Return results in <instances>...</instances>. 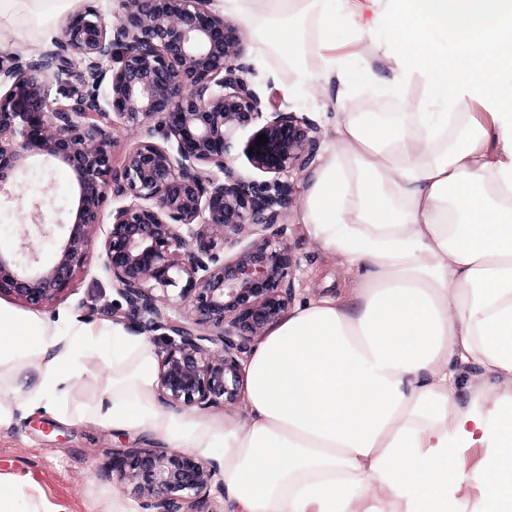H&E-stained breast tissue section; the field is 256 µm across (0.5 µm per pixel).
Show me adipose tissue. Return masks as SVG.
I'll return each mask as SVG.
<instances>
[{"mask_svg": "<svg viewBox=\"0 0 512 512\" xmlns=\"http://www.w3.org/2000/svg\"><path fill=\"white\" fill-rule=\"evenodd\" d=\"M71 0H0V19L49 20ZM266 17L287 58L305 21L316 82L341 106L328 41L344 13L377 49L370 81L419 78L438 112L369 123L349 114L309 177L301 221L356 278L345 298L307 300L256 345L247 421L170 412L149 337L63 312L0 306V426L31 409L215 462L224 512H512V0H215ZM480 103L492 122L456 107ZM100 383L85 408L75 381ZM482 454L472 482L463 458Z\"/></svg>", "mask_w": 512, "mask_h": 512, "instance_id": "1", "label": "adipose tissue"}]
</instances>
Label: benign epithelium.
Instances as JSON below:
<instances>
[{
	"label": "benign epithelium",
	"mask_w": 512,
	"mask_h": 512,
	"mask_svg": "<svg viewBox=\"0 0 512 512\" xmlns=\"http://www.w3.org/2000/svg\"><path fill=\"white\" fill-rule=\"evenodd\" d=\"M207 2L121 0L111 18L88 6L51 47L0 66V186L17 185L33 156L69 167L76 185L64 237L45 200L30 202L18 244L0 248V297L31 309L63 297L88 263L107 198H133L112 209L99 245L120 297L110 311L134 334L161 332L158 391L178 410L236 405L249 344L288 311L298 267L284 239L288 177L319 143L305 118L263 112L240 28ZM106 127L135 134L119 170ZM238 143L271 180L235 175ZM248 232L255 238L227 255ZM112 473L148 512H194L216 466L179 449L127 448L112 453Z\"/></svg>",
	"instance_id": "obj_1"
}]
</instances>
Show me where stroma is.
Wrapping results in <instances>:
<instances>
[{
	"label": "stroma",
	"mask_w": 512,
	"mask_h": 512,
	"mask_svg": "<svg viewBox=\"0 0 512 512\" xmlns=\"http://www.w3.org/2000/svg\"><path fill=\"white\" fill-rule=\"evenodd\" d=\"M26 47L15 45L12 26L0 29V63L25 61L47 48L46 27L32 21L25 25ZM246 61L253 72L249 79L259 92L266 110L288 107L306 117L320 130L321 143L333 136V109L314 84H301L285 68L280 57L251 33L243 35ZM307 174L294 177L295 202L288 210L285 240L299 266L294 280V299L335 293L346 277L337 258L320 249L300 220L299 202L307 188ZM50 185L54 199V232L64 235L72 208L75 180L65 166L44 171L39 160H32L15 191L14 198L0 197V245L11 246L17 224L21 222L22 198L37 194ZM112 282L102 267L99 254H91L73 288L61 301L39 310L42 318L68 312L84 322L103 320L104 306L115 300ZM156 438L145 434H115L111 430L84 423H69L36 411L15 418L0 428V479L23 478L28 501L38 512H52L55 505H65L68 512H113L115 503L137 504V497L121 491L112 478L110 464L116 448H152Z\"/></svg>",
	"instance_id": "stroma-1"
}]
</instances>
